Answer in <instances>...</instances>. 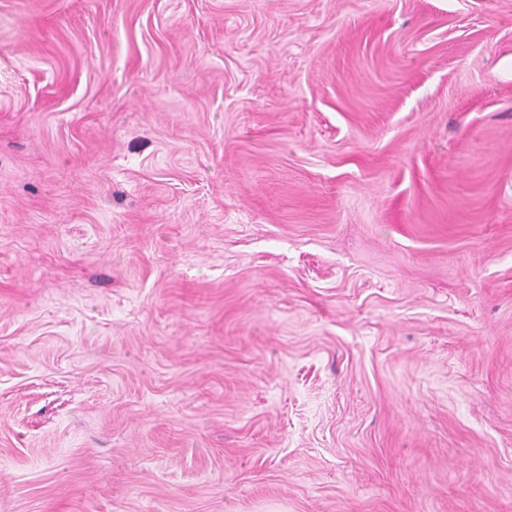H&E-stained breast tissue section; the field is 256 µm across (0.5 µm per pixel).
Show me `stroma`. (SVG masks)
I'll return each mask as SVG.
<instances>
[{
    "mask_svg": "<svg viewBox=\"0 0 512 512\" xmlns=\"http://www.w3.org/2000/svg\"><path fill=\"white\" fill-rule=\"evenodd\" d=\"M0 512H512V0H0Z\"/></svg>",
    "mask_w": 512,
    "mask_h": 512,
    "instance_id": "35a3bbf8",
    "label": "stroma"
}]
</instances>
